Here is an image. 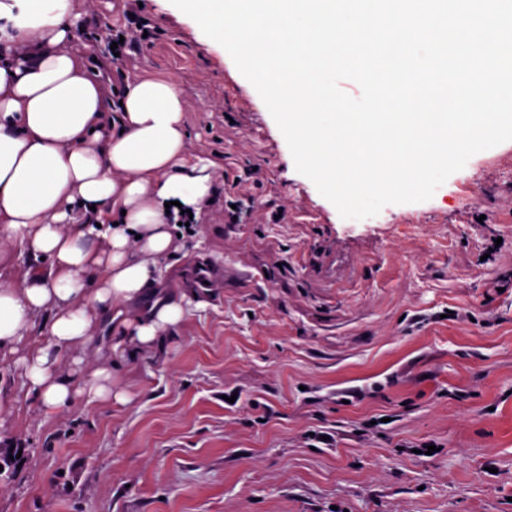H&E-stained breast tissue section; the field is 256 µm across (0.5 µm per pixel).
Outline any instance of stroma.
I'll return each instance as SVG.
<instances>
[{
	"label": "stroma",
	"instance_id": "35a3bbf8",
	"mask_svg": "<svg viewBox=\"0 0 512 512\" xmlns=\"http://www.w3.org/2000/svg\"><path fill=\"white\" fill-rule=\"evenodd\" d=\"M141 2L154 35L121 68L176 83L214 164L159 280L185 314L135 353L104 323L57 350L74 387L111 368L109 401L48 411L0 357V512H512V141L341 218L225 48ZM72 7L111 61L125 0ZM198 257L224 268L209 296L177 285Z\"/></svg>",
	"mask_w": 512,
	"mask_h": 512
}]
</instances>
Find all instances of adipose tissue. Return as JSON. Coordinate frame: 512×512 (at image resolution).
<instances>
[{
  "instance_id": "ef3b65f1",
  "label": "adipose tissue",
  "mask_w": 512,
  "mask_h": 512,
  "mask_svg": "<svg viewBox=\"0 0 512 512\" xmlns=\"http://www.w3.org/2000/svg\"><path fill=\"white\" fill-rule=\"evenodd\" d=\"M1 18L26 51L0 54V240H19L46 267L23 290L0 285V350L15 355L28 396L54 411L73 391L53 349L149 293L173 249L166 203L198 216L217 188L212 162L187 153V104L170 78L127 82L111 110L91 47L72 45L71 0H0ZM92 236L109 251L84 247ZM182 317L180 303L158 300L120 328L145 344ZM36 330L46 343L25 344Z\"/></svg>"
}]
</instances>
